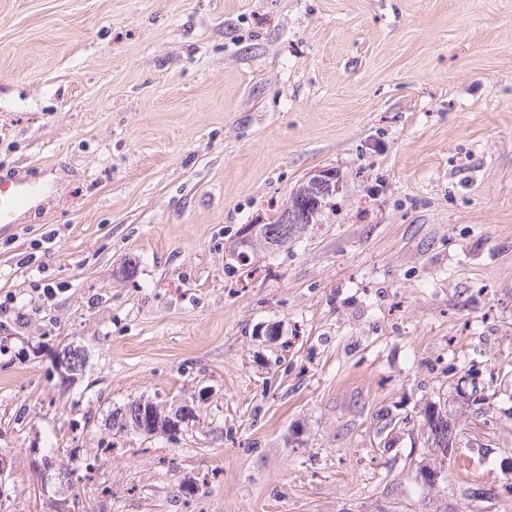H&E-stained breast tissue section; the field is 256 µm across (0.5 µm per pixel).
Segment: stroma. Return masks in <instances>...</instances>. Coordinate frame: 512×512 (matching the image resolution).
<instances>
[{
	"mask_svg": "<svg viewBox=\"0 0 512 512\" xmlns=\"http://www.w3.org/2000/svg\"><path fill=\"white\" fill-rule=\"evenodd\" d=\"M1 175L44 190L0 224L10 512L57 449L84 512H512V0H0ZM136 398L195 419L113 435ZM339 177L334 169H323L319 170L317 173L309 177V179L302 184L301 190H297V192L301 191L299 198L294 196V193L289 197V200L293 198H298L301 200H311L312 204L315 206L312 208V205H309L303 216H294L290 211V224L286 221V207H284L281 212L278 214L277 218L270 222V224H250L244 232L239 236L238 241L234 244L233 251L236 253L241 252L242 254H247V251H255L257 247L262 246L266 249H277L278 247H282L279 243L273 242L261 236L259 232V228L261 226V230L265 237H271L275 240H280L283 238L287 232L290 236L291 224H301V230L305 229L309 224H316L318 220V215L321 213V208H325L328 204L327 200L329 197H332L336 194V191L339 189ZM322 201L323 204H322ZM322 204V206H321ZM321 206V208H320ZM300 230V231H301ZM425 416L430 437H434L432 444L435 445L437 453L441 456L440 458L445 459L447 456L450 457L455 454L457 449L456 437L458 436L456 425H452L453 422L448 420V416L439 411L435 413L432 409H429L427 412L425 411ZM455 441V447L449 448V446L454 445Z\"/></svg>",
	"mask_w": 512,
	"mask_h": 512,
	"instance_id": "stroma-1",
	"label": "stroma"
}]
</instances>
